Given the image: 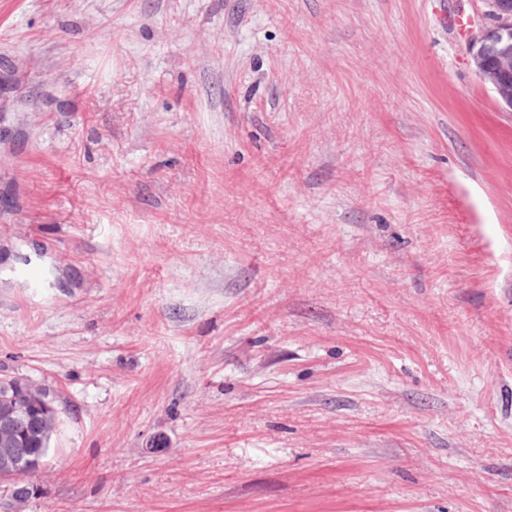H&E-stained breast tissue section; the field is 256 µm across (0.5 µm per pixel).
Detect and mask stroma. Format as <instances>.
Returning a JSON list of instances; mask_svg holds the SVG:
<instances>
[{"instance_id":"35a3bbf8","label":"stroma","mask_w":512,"mask_h":512,"mask_svg":"<svg viewBox=\"0 0 512 512\" xmlns=\"http://www.w3.org/2000/svg\"><path fill=\"white\" fill-rule=\"evenodd\" d=\"M483 0H0L23 512H512V113ZM489 23L472 32L468 54L480 80L512 112V0H483ZM13 408L0 419V477L10 478L16 474V470L23 467L25 463L29 466H39L38 459L31 458L36 455L31 448H46L44 439H41V446L36 441L39 418L29 412L35 408L39 415L49 420L58 412V396L42 384L31 379L21 380L17 388V397L12 401ZM28 414V415H27ZM24 416L14 421L18 416ZM14 421V423H13ZM14 434L17 435V438ZM21 439L28 441V448Z\"/></svg>"}]
</instances>
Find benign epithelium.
<instances>
[{
  "mask_svg": "<svg viewBox=\"0 0 512 512\" xmlns=\"http://www.w3.org/2000/svg\"><path fill=\"white\" fill-rule=\"evenodd\" d=\"M488 22L472 32L468 54L480 80L489 85L499 102L512 111V0H484ZM58 396L42 384L26 379L17 388L12 411L0 419V477L10 478L25 464L40 465L34 452L12 431L18 416L37 409L48 420L58 412Z\"/></svg>",
  "mask_w": 512,
  "mask_h": 512,
  "instance_id": "obj_1",
  "label": "benign epithelium"
}]
</instances>
